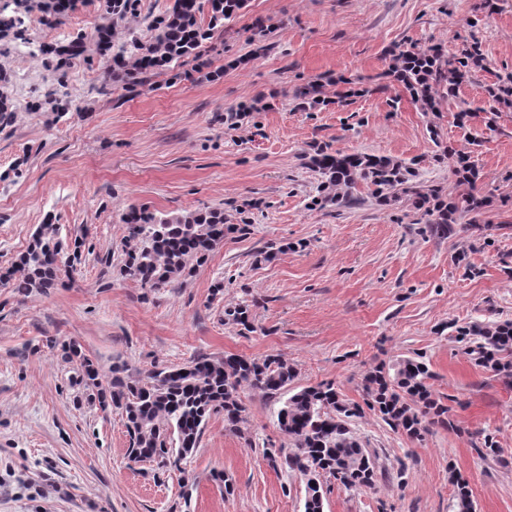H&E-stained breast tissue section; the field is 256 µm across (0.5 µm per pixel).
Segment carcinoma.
I'll use <instances>...</instances> for the list:
<instances>
[{"label":"carcinoma","instance_id":"carcinoma-1","mask_svg":"<svg viewBox=\"0 0 512 512\" xmlns=\"http://www.w3.org/2000/svg\"><path fill=\"white\" fill-rule=\"evenodd\" d=\"M43 15L49 27L66 9V0H26ZM139 0H109L108 11L124 16L137 11ZM243 0H173L172 6L155 21L156 34L145 45L133 38L126 46L114 45L115 31L110 22L96 28L94 42L99 54L112 63V74L133 79L143 71L178 65L194 53L211 31L232 19L242 8ZM210 13V26L203 29L198 16ZM88 43L76 36L64 44L42 49L43 66L52 89L45 99L32 104L35 109L49 107L61 115L79 106L64 91L70 61L87 52ZM397 61L411 59L416 66L400 71L405 89L420 103L425 112H433L437 95L453 91L460 79L461 67L478 56L476 47L463 45L460 55L444 58L435 48L427 52L399 50ZM492 102L512 107V84L501 85L489 92ZM324 181L321 191L334 190L327 200L338 205L349 202V188L354 178L361 177L375 195L393 202L413 201L421 207L429 197L415 171L384 157L357 154H323L317 160ZM458 186H465L447 210L439 211L438 221L426 225L432 237L448 234L457 216L474 214L483 200L474 193L476 173L457 159L453 169ZM129 239L136 247L127 253L123 273L150 288H162L171 280L190 272V263L205 260L214 246L224 238V214L219 211H188L173 217H158L146 211L126 217ZM60 227L44 224L28 250L19 259L21 276H0V284L18 294L35 288H49L61 272L73 270L85 241L74 240L72 257L62 259L58 236ZM459 341L466 344L467 354L475 356L478 365L492 370L506 380L512 379V322H487L457 329ZM68 353L80 359L84 375L95 381L98 373L93 362L81 355L77 344L68 345ZM126 364L112 365V391L98 394L102 407L109 405L125 414L130 436L129 457L134 462L148 461L159 469L179 467L198 446L206 418L224 412V429L241 433L245 422L239 400L243 387L283 394L277 412L279 429L288 437L292 448L286 457L288 467L305 480L304 512H323L325 486L335 481L346 489L370 487L376 470V455L355 438L349 427L354 418L368 409L394 430L412 439H421L433 425H447L448 405L432 397L427 380V365L414 358L400 360L389 374L375 370L364 378L363 404L348 402L331 383L303 387L295 392L289 385L296 377L295 368L279 357L262 360L227 355L220 360L198 357L176 369H154L125 380ZM454 487V512H474L467 481L450 472Z\"/></svg>","mask_w":512,"mask_h":512}]
</instances>
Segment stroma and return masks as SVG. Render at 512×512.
<instances>
[{
    "mask_svg": "<svg viewBox=\"0 0 512 512\" xmlns=\"http://www.w3.org/2000/svg\"><path fill=\"white\" fill-rule=\"evenodd\" d=\"M172 3L139 0L117 40L151 42ZM0 13L24 33L0 38V91L17 116L0 131V274L44 224L61 225L64 249L79 237L93 247L52 287L0 288V512H304L303 480L263 455L265 443L288 444L278 396L241 388L243 435L211 414L198 448L166 473L130 460L125 417L98 404L113 363L145 371L229 354L281 356L293 389L332 382L357 403L369 371L417 357L449 399L450 426L420 440L371 411L355 419L377 454L375 484H330L323 512H451L453 471L475 512H512V385L456 336L512 320V108L489 114L487 96L512 76V0H244L199 58L141 85L113 78L106 58L72 60L79 109L60 118L31 108L51 88L42 48L93 35L105 0H73L53 29L14 0ZM465 43L483 67L422 111L391 71L395 48L452 57ZM315 84L330 99L300 108L299 90ZM459 150L486 205L448 237L420 235L423 210L383 204L362 181L353 204L316 200L321 153L405 162L448 199ZM133 209L219 210L224 239L190 276L148 288L122 272ZM241 302L246 327L225 314ZM72 341L97 384L68 359ZM482 429L497 455L480 456Z\"/></svg>",
    "mask_w": 512,
    "mask_h": 512,
    "instance_id": "stroma-1",
    "label": "stroma"
}]
</instances>
